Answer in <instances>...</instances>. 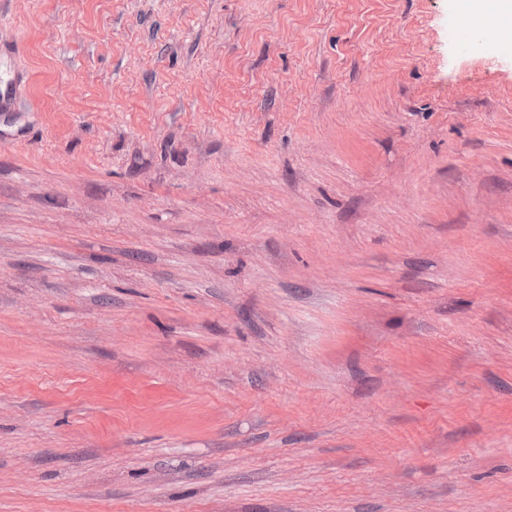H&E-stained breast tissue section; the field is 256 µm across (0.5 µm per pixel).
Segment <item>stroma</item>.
<instances>
[{
	"instance_id": "stroma-1",
	"label": "stroma",
	"mask_w": 512,
	"mask_h": 512,
	"mask_svg": "<svg viewBox=\"0 0 512 512\" xmlns=\"http://www.w3.org/2000/svg\"><path fill=\"white\" fill-rule=\"evenodd\" d=\"M455 0H0V512H512V51Z\"/></svg>"
}]
</instances>
